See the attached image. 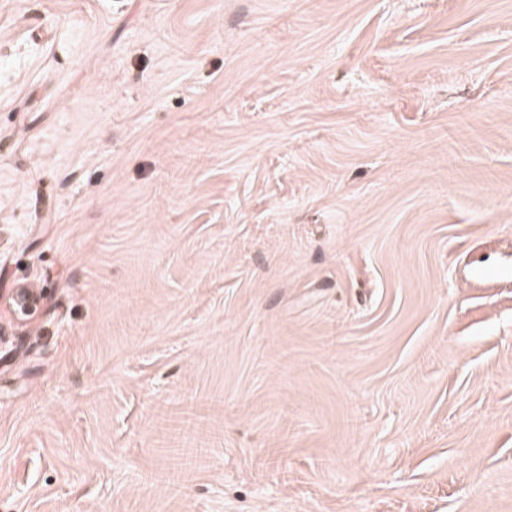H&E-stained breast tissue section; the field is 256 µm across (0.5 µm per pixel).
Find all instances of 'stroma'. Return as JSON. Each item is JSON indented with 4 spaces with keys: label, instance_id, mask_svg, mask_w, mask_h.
<instances>
[{
    "label": "stroma",
    "instance_id": "stroma-1",
    "mask_svg": "<svg viewBox=\"0 0 512 512\" xmlns=\"http://www.w3.org/2000/svg\"><path fill=\"white\" fill-rule=\"evenodd\" d=\"M0 512H512V0H0ZM7 308L8 312L20 324H26L32 321L40 312L41 302L35 301L31 294H26L19 289H15L6 298L0 297V305Z\"/></svg>",
    "mask_w": 512,
    "mask_h": 512
}]
</instances>
